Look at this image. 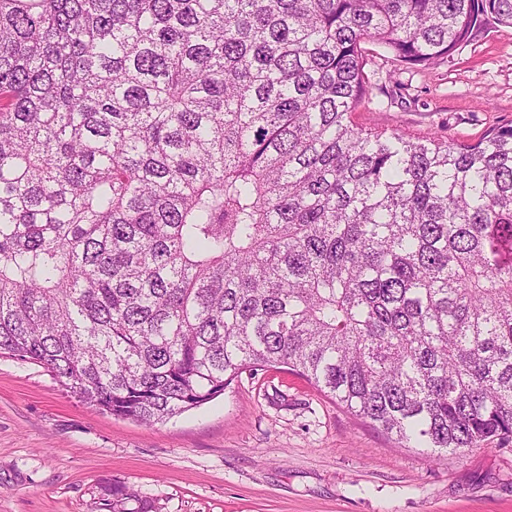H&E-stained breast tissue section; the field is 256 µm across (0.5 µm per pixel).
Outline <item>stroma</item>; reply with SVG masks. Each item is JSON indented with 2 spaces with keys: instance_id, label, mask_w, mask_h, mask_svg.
I'll use <instances>...</instances> for the list:
<instances>
[{
  "instance_id": "35a3bbf8",
  "label": "stroma",
  "mask_w": 512,
  "mask_h": 512,
  "mask_svg": "<svg viewBox=\"0 0 512 512\" xmlns=\"http://www.w3.org/2000/svg\"><path fill=\"white\" fill-rule=\"evenodd\" d=\"M359 127L475 143L512 124V26L406 68L364 45ZM119 482L156 512H512V450L433 460L280 367L148 425L89 407L42 366L0 356V512H112Z\"/></svg>"
}]
</instances>
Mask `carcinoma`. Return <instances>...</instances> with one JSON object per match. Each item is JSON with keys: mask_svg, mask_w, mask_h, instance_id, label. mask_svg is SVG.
<instances>
[{"mask_svg": "<svg viewBox=\"0 0 512 512\" xmlns=\"http://www.w3.org/2000/svg\"><path fill=\"white\" fill-rule=\"evenodd\" d=\"M495 24L512 0H0V355L145 423L274 364L435 459L511 442L512 126L351 121L362 44L424 67Z\"/></svg>", "mask_w": 512, "mask_h": 512, "instance_id": "1", "label": "carcinoma"}]
</instances>
